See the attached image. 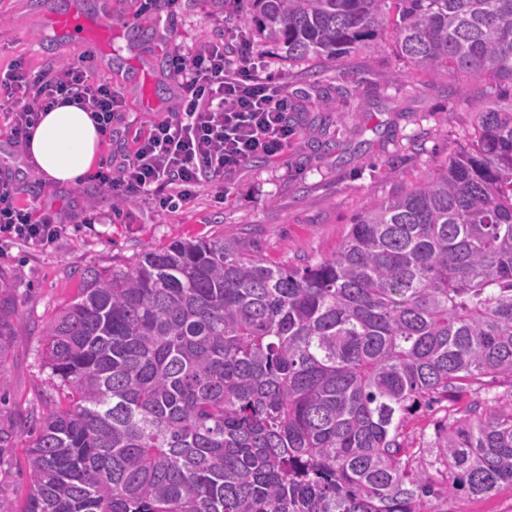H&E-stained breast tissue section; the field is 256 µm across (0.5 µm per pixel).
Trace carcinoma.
<instances>
[{
  "label": "carcinoma",
  "mask_w": 512,
  "mask_h": 512,
  "mask_svg": "<svg viewBox=\"0 0 512 512\" xmlns=\"http://www.w3.org/2000/svg\"><path fill=\"white\" fill-rule=\"evenodd\" d=\"M248 2L293 63L391 24L411 68L490 79L472 140L316 262L270 264L242 232L78 272L41 331L58 397L16 421L21 512H447L512 488V388L416 450L403 433L442 396L512 382V0ZM14 317L0 298V372Z\"/></svg>",
  "instance_id": "obj_1"
}]
</instances>
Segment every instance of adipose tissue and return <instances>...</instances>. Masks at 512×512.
Returning a JSON list of instances; mask_svg holds the SVG:
<instances>
[{
    "instance_id": "adipose-tissue-1",
    "label": "adipose tissue",
    "mask_w": 512,
    "mask_h": 512,
    "mask_svg": "<svg viewBox=\"0 0 512 512\" xmlns=\"http://www.w3.org/2000/svg\"><path fill=\"white\" fill-rule=\"evenodd\" d=\"M101 140L89 111L63 104L40 113L26 151L47 182L72 185L97 165Z\"/></svg>"
}]
</instances>
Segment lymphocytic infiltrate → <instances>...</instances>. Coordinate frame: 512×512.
<instances>
[{"label": "lymphocytic infiltrate", "mask_w": 512, "mask_h": 512, "mask_svg": "<svg viewBox=\"0 0 512 512\" xmlns=\"http://www.w3.org/2000/svg\"><path fill=\"white\" fill-rule=\"evenodd\" d=\"M180 100L171 115L137 135L132 152L107 158L92 179L112 201L154 200L170 211L188 205L205 186L223 190L224 177L256 156L281 155L296 133L290 115L299 106L265 75L262 54L229 51L215 41L197 51L175 50L169 60ZM0 98L9 106L16 142L31 138L40 112L74 103L90 110L104 137H111L124 102L91 66L64 64L32 73L14 64L0 74ZM12 178L0 176V233L48 247L61 230L54 217L33 222L31 208L17 203Z\"/></svg>", "instance_id": "1"}]
</instances>
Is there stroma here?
Segmentation results:
<instances>
[{
    "mask_svg": "<svg viewBox=\"0 0 512 512\" xmlns=\"http://www.w3.org/2000/svg\"><path fill=\"white\" fill-rule=\"evenodd\" d=\"M111 26L101 62L125 97L134 130L141 132L166 119L177 102L178 88L167 68L174 48L253 34L242 0H177L169 12L147 7L146 0H112ZM87 51L81 35L50 28L43 0H0V72L18 60L33 71L51 61L76 63ZM268 72L301 107L295 115L299 129L287 150L226 175L223 197L204 189L189 205L166 214L141 199L116 214L93 182H45L24 147L14 145L0 113V170L23 181L22 199L38 193L52 200L66 226L47 250L0 234V271L13 282L7 296L17 311L0 376V429L38 408V392L53 390L38 330L76 297L74 271L128 265L149 244L242 228L251 229L270 261L329 256L368 203L433 174L465 146L475 114L486 103L485 80L410 69L389 31L379 44L335 66L288 64L274 57ZM339 86L349 97L335 111H322L320 91ZM476 398V391L464 390L413 415L405 427L410 447L433 440L449 414L462 413ZM26 447L18 435L10 447L0 448V512H20L28 495Z\"/></svg>",
    "mask_w": 512,
    "mask_h": 512,
    "instance_id": "obj_1",
    "label": "stroma"
}]
</instances>
